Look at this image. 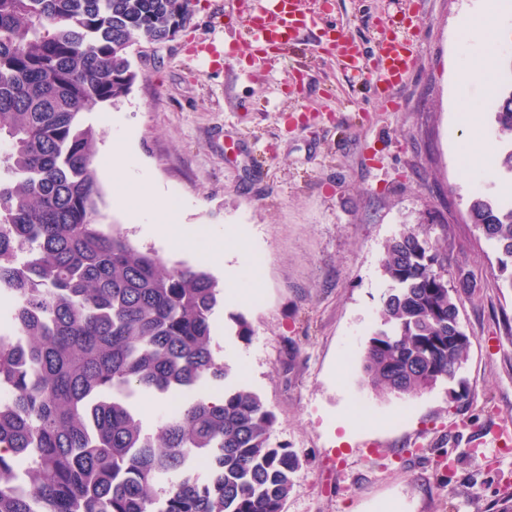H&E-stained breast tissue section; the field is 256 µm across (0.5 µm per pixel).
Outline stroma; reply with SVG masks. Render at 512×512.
<instances>
[{
	"instance_id": "35a3bbf8",
	"label": "stroma",
	"mask_w": 512,
	"mask_h": 512,
	"mask_svg": "<svg viewBox=\"0 0 512 512\" xmlns=\"http://www.w3.org/2000/svg\"><path fill=\"white\" fill-rule=\"evenodd\" d=\"M221 2L199 0L174 40L133 47L128 96L84 116L98 151L132 135L131 174L175 200L180 223L244 236L230 264L262 287L245 305L221 298L212 348L230 371L206 390L245 386L275 413L271 443L300 460L285 512H496L512 494V444L494 434L512 427V290L467 210L479 192L511 201L512 177L469 164L457 107L481 105L484 139L501 151L492 93L458 94L447 66L475 0H305L369 64L381 34L413 24L418 61L393 109L373 97L371 72L345 70L314 33L263 68L236 19L214 26ZM217 39L223 62L198 65L192 50ZM98 185L103 224L168 264L204 266ZM422 221L447 249L469 346L454 381L397 398L361 384L360 356L386 289L385 244Z\"/></svg>"
}]
</instances>
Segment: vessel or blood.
Masks as SVG:
<instances>
[{
	"label": "vessel or blood",
	"mask_w": 512,
	"mask_h": 512,
	"mask_svg": "<svg viewBox=\"0 0 512 512\" xmlns=\"http://www.w3.org/2000/svg\"><path fill=\"white\" fill-rule=\"evenodd\" d=\"M240 37L255 60L264 62L282 55L294 46L300 35L319 21L316 14L304 12L300 0H265L239 17ZM415 34L412 27L403 26L382 36L377 42L375 94L394 97L417 64L413 52ZM343 66L353 72H363L367 66L353 40L336 38L333 41Z\"/></svg>",
	"instance_id": "vessel-or-blood-1"
}]
</instances>
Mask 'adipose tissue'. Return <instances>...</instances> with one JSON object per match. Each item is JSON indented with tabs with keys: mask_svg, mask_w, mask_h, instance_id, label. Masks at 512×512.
Masks as SVG:
<instances>
[{
	"mask_svg": "<svg viewBox=\"0 0 512 512\" xmlns=\"http://www.w3.org/2000/svg\"><path fill=\"white\" fill-rule=\"evenodd\" d=\"M499 17V0H479L474 13L461 17L459 28L464 48L482 52L479 65L465 71L463 84H489L495 65L490 47L497 37ZM129 157L128 141L115 139L105 155L103 170L113 184L118 203L128 213L137 214L145 209L154 213L155 222L151 231L155 236L173 248L195 251L204 259L217 264L223 263L227 249L240 247V234L234 228H225L223 234L216 237H205L197 230L178 223L172 204L160 192L146 182L127 178L126 164Z\"/></svg>",
	"mask_w": 512,
	"mask_h": 512,
	"instance_id": "adipose-tissue-1",
	"label": "adipose tissue"
}]
</instances>
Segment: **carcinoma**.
<instances>
[{"label":"carcinoma","instance_id":"carcinoma-1","mask_svg":"<svg viewBox=\"0 0 512 512\" xmlns=\"http://www.w3.org/2000/svg\"><path fill=\"white\" fill-rule=\"evenodd\" d=\"M193 14L194 0H0V512H283L293 487L299 460L270 442L255 392L194 399L151 433L131 406L228 375L211 348L222 288L101 223L81 116L128 94L130 47ZM493 107L512 175V85ZM469 214L512 289V203L478 193ZM381 270L364 382L403 397L454 380L469 340L446 250L419 224Z\"/></svg>","mask_w":512,"mask_h":512}]
</instances>
